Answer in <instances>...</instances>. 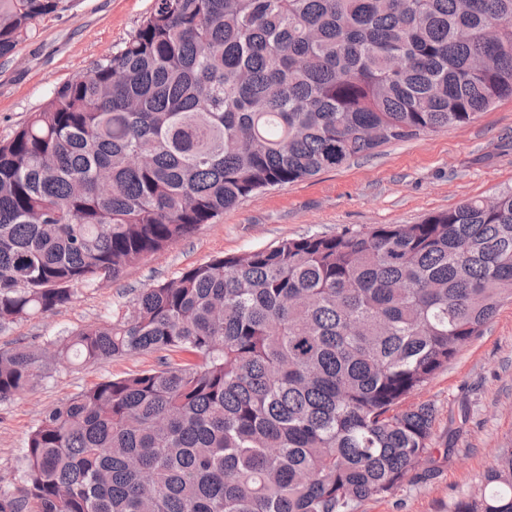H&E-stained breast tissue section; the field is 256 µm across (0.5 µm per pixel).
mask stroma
Returning <instances> with one entry per match:
<instances>
[{
	"instance_id": "stroma-1",
	"label": "stroma",
	"mask_w": 512,
	"mask_h": 512,
	"mask_svg": "<svg viewBox=\"0 0 512 512\" xmlns=\"http://www.w3.org/2000/svg\"><path fill=\"white\" fill-rule=\"evenodd\" d=\"M154 0H61L35 34L0 58V140L56 87L116 52ZM512 186V99L473 123L381 145L371 154L295 183L251 195L185 240L78 290L58 311L0 330V350L46 346L131 310L140 289L177 278L218 255L276 246L311 234L377 224H416L469 198ZM154 353L58 368L32 390L0 403V488H19L23 448L43 413L104 379L148 370ZM412 403L436 410L429 474L361 504L358 512H450L477 492L497 448L512 445V302L464 346Z\"/></svg>"
}]
</instances>
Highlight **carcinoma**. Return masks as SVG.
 Returning a JSON list of instances; mask_svg holds the SVG:
<instances>
[{
    "label": "carcinoma",
    "mask_w": 512,
    "mask_h": 512,
    "mask_svg": "<svg viewBox=\"0 0 512 512\" xmlns=\"http://www.w3.org/2000/svg\"><path fill=\"white\" fill-rule=\"evenodd\" d=\"M60 0H0V58ZM512 98V0H154L0 141V327L242 199ZM512 300V187L417 224L216 257L64 343L0 351V402L62 361L178 351L47 410L0 512H356L431 458L405 399ZM452 512H512V447Z\"/></svg>",
    "instance_id": "carcinoma-1"
}]
</instances>
